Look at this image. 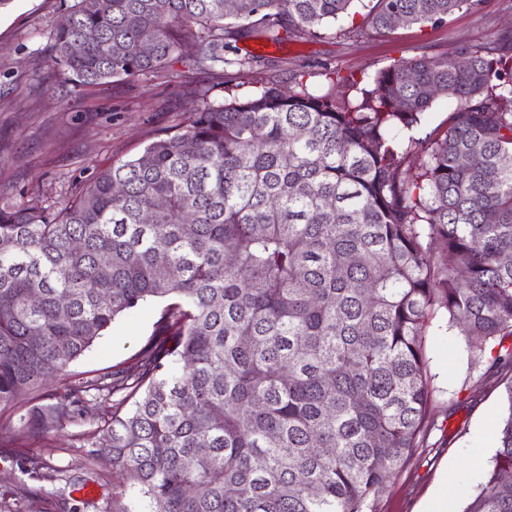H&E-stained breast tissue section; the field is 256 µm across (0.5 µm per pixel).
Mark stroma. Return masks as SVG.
Listing matches in <instances>:
<instances>
[{
	"instance_id": "35a3bbf8",
	"label": "stroma",
	"mask_w": 512,
	"mask_h": 512,
	"mask_svg": "<svg viewBox=\"0 0 512 512\" xmlns=\"http://www.w3.org/2000/svg\"><path fill=\"white\" fill-rule=\"evenodd\" d=\"M62 10L63 0H13L0 12V201L51 211L113 162L138 156L166 131L185 125L194 106L189 89L217 104L231 94H251L268 79L284 85L299 79L318 93L353 99L381 68L446 53L463 42H486L512 29V0H483L478 10H460L443 26L401 25L386 36L352 29L341 19L320 35L278 44L260 34L241 38V53L262 55L242 75L229 69L217 80L193 70L182 55L156 72L76 88L52 63L51 33ZM334 72L346 85L334 84ZM164 308L150 301L116 321L54 381V391L131 362L148 344ZM426 356L434 400L420 445L367 512H421L443 486L451 512H464L492 468L497 427L512 411L506 394L512 368L475 358L443 313L429 328ZM20 416L17 410L0 411V490L30 483L32 472L47 464L64 471L62 479L41 483L46 492L64 491L56 512H110L118 480L83 466L76 439L89 430V421L29 440L21 455L12 446Z\"/></svg>"
}]
</instances>
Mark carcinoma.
Returning a JSON list of instances; mask_svg holds the SVG:
<instances>
[{
	"label": "carcinoma",
	"instance_id": "cac0c4a2",
	"mask_svg": "<svg viewBox=\"0 0 512 512\" xmlns=\"http://www.w3.org/2000/svg\"><path fill=\"white\" fill-rule=\"evenodd\" d=\"M480 2L73 0L52 61L76 88L183 53L221 79L251 69L224 54L251 31L278 44L354 13L387 34L397 14L441 26ZM142 38L151 50L128 56ZM439 100L455 103L445 127L416 135ZM149 301L167 305L133 362L50 390ZM437 309L471 353L512 363L508 30L382 68L353 102L301 81L205 101L63 209L0 206V406L46 400L15 447L110 403L81 434L86 462L130 476L150 512H364L417 447ZM507 400L464 512H512V384Z\"/></svg>",
	"mask_w": 512,
	"mask_h": 512
}]
</instances>
